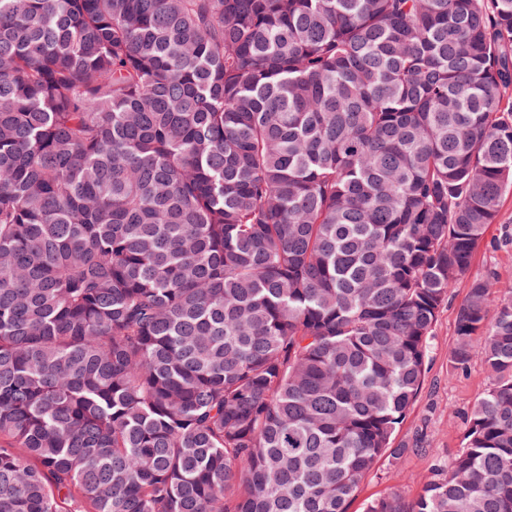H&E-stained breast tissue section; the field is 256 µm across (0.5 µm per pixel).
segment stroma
<instances>
[{
    "instance_id": "obj_1",
    "label": "stroma",
    "mask_w": 512,
    "mask_h": 512,
    "mask_svg": "<svg viewBox=\"0 0 512 512\" xmlns=\"http://www.w3.org/2000/svg\"><path fill=\"white\" fill-rule=\"evenodd\" d=\"M509 227H512V191L504 195L498 224L488 229L483 244L474 252L468 279L453 288L438 314L427 356L425 382L396 436L397 444L406 445V454L395 462L385 458L378 463L352 501L350 512H362L367 501L391 492L408 500L415 499L432 478L435 465L446 462L458 450L465 428L464 417L489 380L477 360L462 374L448 368V352L455 339L456 310L470 280L488 272L496 274L495 294L512 291V243L505 239Z\"/></svg>"
}]
</instances>
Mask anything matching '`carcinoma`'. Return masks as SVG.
Returning a JSON list of instances; mask_svg holds the SVG:
<instances>
[{
  "instance_id": "1",
  "label": "carcinoma",
  "mask_w": 512,
  "mask_h": 512,
  "mask_svg": "<svg viewBox=\"0 0 512 512\" xmlns=\"http://www.w3.org/2000/svg\"><path fill=\"white\" fill-rule=\"evenodd\" d=\"M511 189L512 0H0V512H348ZM493 278L363 512H512ZM505 226L512 229V190L502 201L499 224H493L483 244L474 252L468 278L452 289L448 304L439 312L435 336L427 356V374L421 391L407 414L395 440L394 447L406 445L408 451L397 461L383 458L362 484L350 505V512H361L365 503L390 492L407 500L415 499L425 483L433 476L438 462H447L460 446L465 428V414L488 386L487 374L479 360L468 371L456 374L448 369V352L455 339L456 310L464 299L469 283L496 274V296L512 291V243L505 241ZM423 432L426 442L413 447Z\"/></svg>"
}]
</instances>
